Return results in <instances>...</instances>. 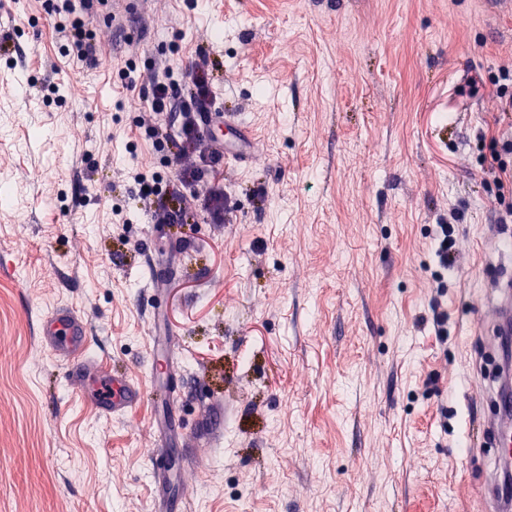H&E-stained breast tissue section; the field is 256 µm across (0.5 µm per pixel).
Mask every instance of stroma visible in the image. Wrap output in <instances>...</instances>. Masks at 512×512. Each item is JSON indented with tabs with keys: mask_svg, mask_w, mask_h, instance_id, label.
<instances>
[{
	"mask_svg": "<svg viewBox=\"0 0 512 512\" xmlns=\"http://www.w3.org/2000/svg\"><path fill=\"white\" fill-rule=\"evenodd\" d=\"M96 67L39 0H0V512H154L161 395L106 416L39 343L85 317L90 355L146 383L154 310L175 336L180 512H495L489 309L512 271V184L485 187L488 101L512 0H142ZM251 135L224 163V223L153 226L124 169L177 192L120 77L200 56ZM68 89L57 97V89ZM122 210L124 223L110 221ZM458 214L448 341L428 310L429 232ZM161 296H154V288ZM223 422L218 440L201 429Z\"/></svg>",
	"mask_w": 512,
	"mask_h": 512,
	"instance_id": "1",
	"label": "stroma"
}]
</instances>
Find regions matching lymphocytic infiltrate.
I'll use <instances>...</instances> for the list:
<instances>
[{
	"mask_svg": "<svg viewBox=\"0 0 512 512\" xmlns=\"http://www.w3.org/2000/svg\"><path fill=\"white\" fill-rule=\"evenodd\" d=\"M88 4L89 0H44L42 7L63 41L64 55L91 66L97 62L101 37L82 16ZM139 92L145 97L143 112L150 119V129L159 143L169 147L176 179L183 190L178 207H167L159 199L157 180L132 166L126 176L138 185L140 200L153 209L158 224H190L200 213L206 214L211 223H223L233 209L218 179L224 170V149L202 130L213 97L207 58H200L185 87L174 80L167 61L158 60L141 74ZM432 240L435 268L429 278V302L436 337L444 342L448 339V314L442 302L448 288L444 273L460 261L462 248L449 221L436 225Z\"/></svg>",
	"mask_w": 512,
	"mask_h": 512,
	"instance_id": "f902f5d3",
	"label": "lymphocytic infiltrate"
}]
</instances>
